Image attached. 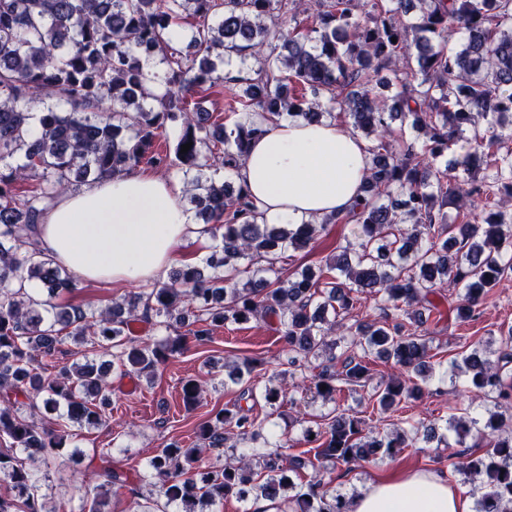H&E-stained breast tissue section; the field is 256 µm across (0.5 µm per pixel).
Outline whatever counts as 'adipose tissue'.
Here are the masks:
<instances>
[{"label": "adipose tissue", "mask_w": 512, "mask_h": 512, "mask_svg": "<svg viewBox=\"0 0 512 512\" xmlns=\"http://www.w3.org/2000/svg\"><path fill=\"white\" fill-rule=\"evenodd\" d=\"M368 144L336 123L283 116L252 142L235 174L269 224L347 213L363 195ZM175 179L130 172L59 199L41 227L47 258L89 283L165 280L179 251L205 240ZM347 512H475L445 475L405 472L369 482Z\"/></svg>", "instance_id": "ef3b65f1"}]
</instances>
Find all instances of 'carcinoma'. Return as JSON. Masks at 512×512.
Instances as JSON below:
<instances>
[{"label":"carcinoma","mask_w":512,"mask_h":512,"mask_svg":"<svg viewBox=\"0 0 512 512\" xmlns=\"http://www.w3.org/2000/svg\"><path fill=\"white\" fill-rule=\"evenodd\" d=\"M390 2L0 0V481L14 492L0 495V512H52L25 464L67 447L68 432L47 420L103 427L111 373L151 381L186 349L178 329L203 344L215 326L252 320L276 324L287 368L258 389L261 361L231 360L225 383L242 386L237 399L203 422L193 443L172 441L148 460L140 512H153L155 495L175 512H218L228 497L264 498L278 512H346L336 466L393 458L420 440L446 443L450 432L461 445L473 431L491 449L453 468L487 478L476 512H512V328L500 331L498 347L479 342L453 364L492 407L452 414L440 429L408 421L384 431L339 413L306 429L310 449L290 456L273 420L282 382L317 360L305 387L313 401L368 386L382 413L419 399L443 375L430 362L432 337L419 333L439 322L431 295L448 290L451 313L467 322L512 275V150L499 152L512 138V0H414L412 15L409 0ZM302 14L311 18L305 26ZM190 19L191 52L168 54L164 34ZM231 54L248 76L225 96L224 111L235 115L228 126L191 103L224 81ZM156 57L163 68L145 73L142 61ZM290 81L313 98L290 95ZM338 112L352 133L373 137L364 197L313 224L259 219L229 171L280 116L319 123ZM175 130L183 200L221 243L201 264L103 310L56 303L77 275L41 256L46 211L83 184L167 164L154 147ZM330 224L351 225L338 253L317 274L283 275L279 255L308 247ZM26 281L44 299L13 288ZM364 295L379 304L380 320L353 318ZM139 321L168 336L135 340ZM63 334L99 359L60 364ZM372 355L400 373L374 380ZM181 390L186 409L198 406L196 380ZM260 399L270 409L263 418L241 404ZM206 450L217 464L202 469ZM103 476L93 490L77 488L80 512H112L109 491L130 481L110 464Z\"/></svg>","instance_id":"carcinoma-1"}]
</instances>
